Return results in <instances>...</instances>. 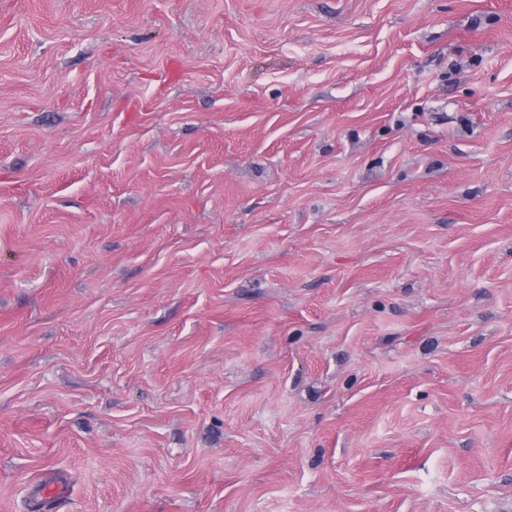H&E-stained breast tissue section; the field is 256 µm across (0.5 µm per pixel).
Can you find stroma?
<instances>
[{"instance_id": "35a3bbf8", "label": "stroma", "mask_w": 512, "mask_h": 512, "mask_svg": "<svg viewBox=\"0 0 512 512\" xmlns=\"http://www.w3.org/2000/svg\"><path fill=\"white\" fill-rule=\"evenodd\" d=\"M42 499L512 512V0H0V512Z\"/></svg>"}]
</instances>
